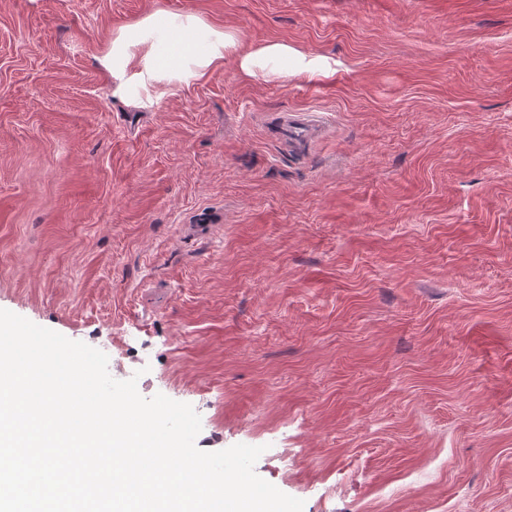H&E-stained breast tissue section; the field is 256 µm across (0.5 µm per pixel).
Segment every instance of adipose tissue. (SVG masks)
Listing matches in <instances>:
<instances>
[{
  "mask_svg": "<svg viewBox=\"0 0 512 512\" xmlns=\"http://www.w3.org/2000/svg\"><path fill=\"white\" fill-rule=\"evenodd\" d=\"M237 48L232 34L196 16L158 12L121 29L103 64L122 89L131 84L145 89L161 80L187 84L202 79L210 69L223 63L225 54ZM133 62L138 69L132 73L128 66ZM330 67L326 58L279 41L259 47L240 61L241 70L249 76H322Z\"/></svg>",
  "mask_w": 512,
  "mask_h": 512,
  "instance_id": "adipose-tissue-1",
  "label": "adipose tissue"
}]
</instances>
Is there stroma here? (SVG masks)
Here are the masks:
<instances>
[{
  "instance_id": "obj_1",
  "label": "stroma",
  "mask_w": 512,
  "mask_h": 512,
  "mask_svg": "<svg viewBox=\"0 0 512 512\" xmlns=\"http://www.w3.org/2000/svg\"><path fill=\"white\" fill-rule=\"evenodd\" d=\"M157 12L239 51L141 104L102 60ZM0 308L303 512H512V0H0ZM240 68L248 76L281 77L303 73L325 76L331 64L324 57L305 54L288 43L273 41L244 55ZM321 126L313 120L300 117H292L291 114H284L280 125L281 135L291 142L305 143L314 141L318 136Z\"/></svg>"
}]
</instances>
